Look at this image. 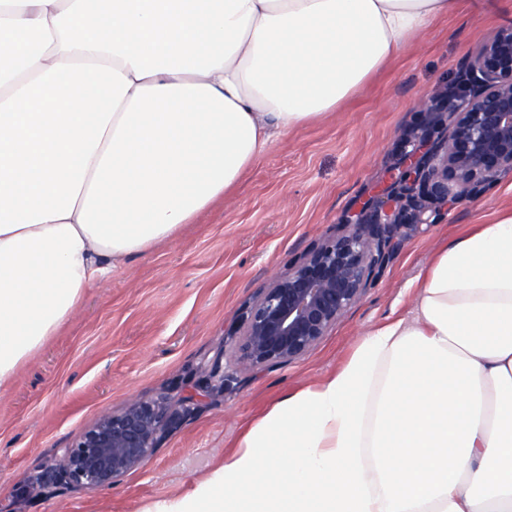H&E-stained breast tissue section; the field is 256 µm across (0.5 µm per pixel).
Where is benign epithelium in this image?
Returning a JSON list of instances; mask_svg holds the SVG:
<instances>
[{
    "instance_id": "obj_1",
    "label": "benign epithelium",
    "mask_w": 512,
    "mask_h": 512,
    "mask_svg": "<svg viewBox=\"0 0 512 512\" xmlns=\"http://www.w3.org/2000/svg\"><path fill=\"white\" fill-rule=\"evenodd\" d=\"M399 143L383 196L361 202L342 234L298 257L246 307L239 344L246 367L265 370L306 356L381 277L405 229L436 222L448 207L512 174V27L498 30L443 90L422 101ZM226 355L224 346L189 389L132 399L103 414L61 449L50 480L28 494L93 492L141 469L224 392Z\"/></svg>"
}]
</instances>
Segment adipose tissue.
Listing matches in <instances>:
<instances>
[{
	"label": "adipose tissue",
	"mask_w": 512,
	"mask_h": 512,
	"mask_svg": "<svg viewBox=\"0 0 512 512\" xmlns=\"http://www.w3.org/2000/svg\"><path fill=\"white\" fill-rule=\"evenodd\" d=\"M451 0H0V388ZM153 512H512V214Z\"/></svg>",
	"instance_id": "1"
}]
</instances>
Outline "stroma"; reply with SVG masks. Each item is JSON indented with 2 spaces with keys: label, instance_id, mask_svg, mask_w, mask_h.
I'll return each instance as SVG.
<instances>
[{
  "label": "stroma",
  "instance_id": "1",
  "mask_svg": "<svg viewBox=\"0 0 512 512\" xmlns=\"http://www.w3.org/2000/svg\"><path fill=\"white\" fill-rule=\"evenodd\" d=\"M512 25V0H456L336 111L278 138L223 200L174 239L89 289L76 313L0 389V512H146L205 479L284 395L321 384L363 335L410 315V282L441 244L512 212V175L449 207L401 240L384 275L316 348L262 371L228 364L236 382L112 487L39 500L27 484L101 414L191 384L275 278L314 244L341 234L353 205L381 192L400 131L463 59Z\"/></svg>",
  "mask_w": 512,
  "mask_h": 512
}]
</instances>
